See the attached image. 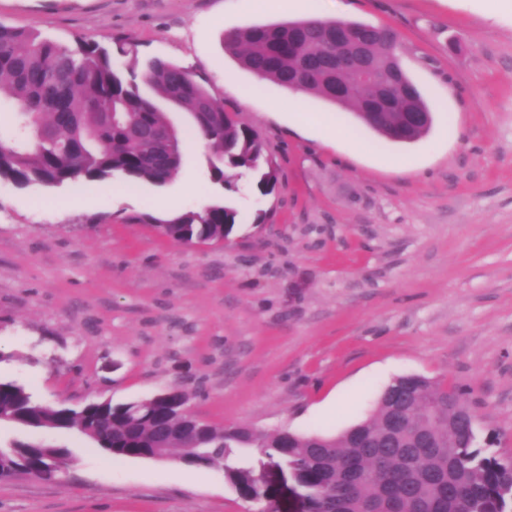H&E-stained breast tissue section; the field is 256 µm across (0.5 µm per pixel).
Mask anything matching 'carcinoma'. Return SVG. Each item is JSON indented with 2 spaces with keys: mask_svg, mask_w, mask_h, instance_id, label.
<instances>
[{
  "mask_svg": "<svg viewBox=\"0 0 512 512\" xmlns=\"http://www.w3.org/2000/svg\"><path fill=\"white\" fill-rule=\"evenodd\" d=\"M114 44L69 45L0 22V92L15 109L14 132L0 135V180L58 186L118 176L163 186L183 163L184 134L158 106L162 101L187 113L193 133L213 150L212 181L225 182L230 168L254 176L261 194L274 191L278 171L264 161L255 132L189 70L152 58L127 80L113 55L136 51L122 37ZM400 47L391 27L340 19L254 25L225 40V51L258 79L351 110L403 143L429 130L432 113L399 62ZM237 217L227 202L150 221L175 241H222ZM187 401V391L172 387L76 409L38 401L24 386L0 380V422L75 431L112 459L147 454L220 465L245 499L272 498L259 490L244 455L255 449L288 463L306 512H512V460L477 446L474 416L457 387L397 377L364 420L334 435L216 428L189 416ZM67 455L62 447L15 441L0 448V479L50 475Z\"/></svg>",
  "mask_w": 512,
  "mask_h": 512,
  "instance_id": "obj_1",
  "label": "carcinoma"
}]
</instances>
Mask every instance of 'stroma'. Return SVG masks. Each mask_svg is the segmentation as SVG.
<instances>
[{
    "instance_id": "stroma-1",
    "label": "stroma",
    "mask_w": 512,
    "mask_h": 512,
    "mask_svg": "<svg viewBox=\"0 0 512 512\" xmlns=\"http://www.w3.org/2000/svg\"><path fill=\"white\" fill-rule=\"evenodd\" d=\"M395 28L433 114L398 144L353 112L258 80L226 33L306 19L256 0H0V22L71 44L127 38L173 61L254 129L279 172L213 184L185 142L164 186L0 180V380L36 400L123 403L179 385L217 427L340 433L402 375L455 385L480 441L512 458V0H316ZM232 76L243 95L229 92ZM345 132L356 144L330 141ZM75 199L67 211L58 197ZM178 210L231 201L220 242H175ZM42 440L69 460L0 480V512H250L219 468L112 460L73 431L0 424V447Z\"/></svg>"
}]
</instances>
